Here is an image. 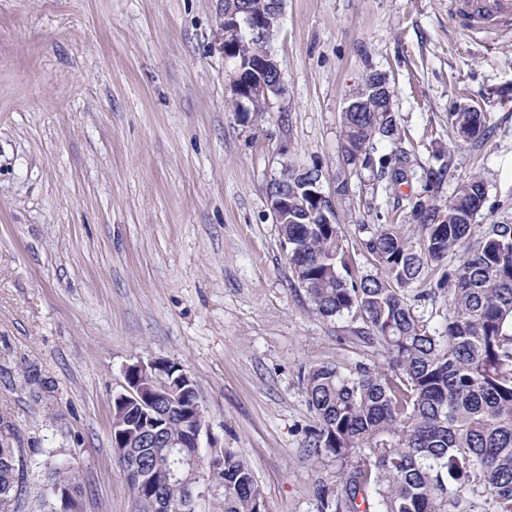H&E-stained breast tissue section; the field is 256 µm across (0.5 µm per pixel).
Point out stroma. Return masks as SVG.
<instances>
[{"instance_id": "35a3bbf8", "label": "stroma", "mask_w": 512, "mask_h": 512, "mask_svg": "<svg viewBox=\"0 0 512 512\" xmlns=\"http://www.w3.org/2000/svg\"><path fill=\"white\" fill-rule=\"evenodd\" d=\"M223 18L224 0H0V443L24 459L0 512H43L53 458L79 463L82 512H142L112 453V398L127 365L155 358L195 377L267 512H319L339 464L304 446L299 373L384 357L294 280L267 204L284 165L321 171L361 274L377 270L362 225L473 173L477 224H512V32H471L451 0H285L284 91L258 119L232 104ZM372 72L399 145L422 166L444 153L439 188L346 165L345 101ZM462 104L485 113L484 139L456 141Z\"/></svg>"}]
</instances>
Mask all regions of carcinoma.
I'll use <instances>...</instances> for the list:
<instances>
[{
  "label": "carcinoma",
  "mask_w": 512,
  "mask_h": 512,
  "mask_svg": "<svg viewBox=\"0 0 512 512\" xmlns=\"http://www.w3.org/2000/svg\"><path fill=\"white\" fill-rule=\"evenodd\" d=\"M261 15L272 0H236ZM272 39L245 37L238 48L246 78L256 55L272 52ZM237 91L246 111L260 117L265 99ZM457 141L483 136L482 112L448 114ZM346 162L368 169L397 188L407 181L410 154L397 148L379 158L374 141L400 139L392 96L369 89L342 113ZM423 169L437 187L448 172ZM486 200L482 176L461 179L442 205L415 201L405 224H363L360 245L377 263L376 274L359 275L344 248L341 224H320L317 204L298 200L293 221L280 227L294 278L317 314H353L351 333L379 347L382 367L364 363L343 371L311 362L300 373L316 425L305 447L340 462L336 484L320 485V512H512V224L474 231ZM459 264L435 281L422 277L450 253ZM427 283L413 296L414 284ZM447 300L442 330L431 332L418 308ZM170 359L142 370L129 367L128 384L141 400L121 394L112 402V448L143 512H262L264 499L251 467L232 448L196 453L186 448L198 425L199 390ZM23 466L21 450L0 446V501L13 499ZM50 512H78L83 493L78 464H47ZM198 481L212 488L199 502Z\"/></svg>",
  "instance_id": "1"
}]
</instances>
